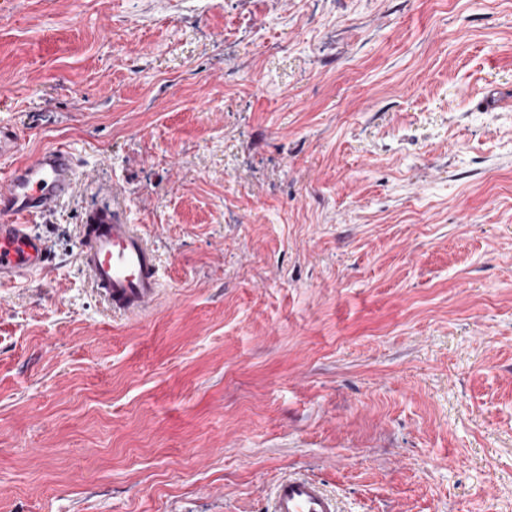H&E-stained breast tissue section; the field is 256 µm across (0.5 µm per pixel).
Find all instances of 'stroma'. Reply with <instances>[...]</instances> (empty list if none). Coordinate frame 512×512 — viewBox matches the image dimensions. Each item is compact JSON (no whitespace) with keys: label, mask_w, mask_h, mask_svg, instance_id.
I'll return each mask as SVG.
<instances>
[{"label":"stroma","mask_w":512,"mask_h":512,"mask_svg":"<svg viewBox=\"0 0 512 512\" xmlns=\"http://www.w3.org/2000/svg\"><path fill=\"white\" fill-rule=\"evenodd\" d=\"M1 122L77 184L0 286V512H512V0H0ZM80 259L112 310L139 315L156 302L157 257L121 211L88 207L81 220ZM272 512H338L336 500L313 479L288 476L275 486Z\"/></svg>","instance_id":"35a3bbf8"}]
</instances>
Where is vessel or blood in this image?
<instances>
[{"label":"vessel or blood","mask_w":512,"mask_h":512,"mask_svg":"<svg viewBox=\"0 0 512 512\" xmlns=\"http://www.w3.org/2000/svg\"><path fill=\"white\" fill-rule=\"evenodd\" d=\"M76 174L63 145L23 155L0 178V284L27 278L48 259L45 240L29 221L52 212L67 197ZM80 259L113 309L138 315L156 302L157 257L121 211L92 206L81 224ZM272 512H338L336 500L315 480L288 476L275 486Z\"/></svg>","instance_id":"vessel-or-blood-1"}]
</instances>
